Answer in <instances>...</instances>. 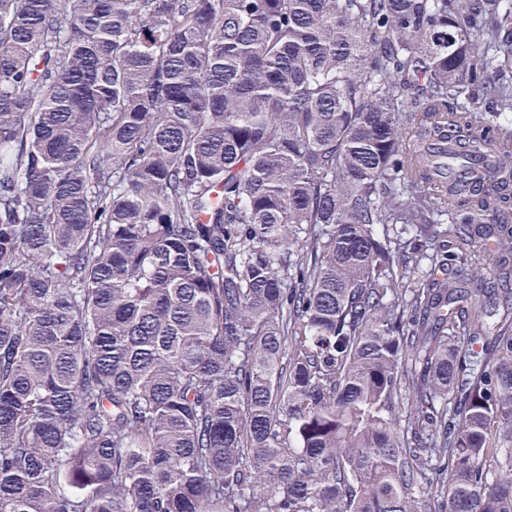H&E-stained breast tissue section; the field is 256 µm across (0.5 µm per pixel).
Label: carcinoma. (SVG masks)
<instances>
[{"instance_id":"carcinoma-1","label":"carcinoma","mask_w":512,"mask_h":512,"mask_svg":"<svg viewBox=\"0 0 512 512\" xmlns=\"http://www.w3.org/2000/svg\"><path fill=\"white\" fill-rule=\"evenodd\" d=\"M508 255L512 0H0V512H512Z\"/></svg>"}]
</instances>
